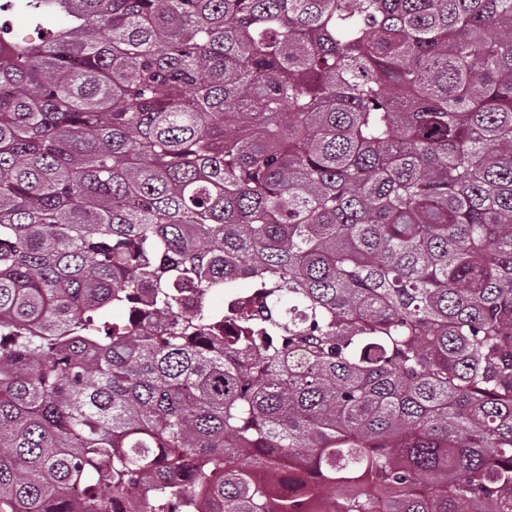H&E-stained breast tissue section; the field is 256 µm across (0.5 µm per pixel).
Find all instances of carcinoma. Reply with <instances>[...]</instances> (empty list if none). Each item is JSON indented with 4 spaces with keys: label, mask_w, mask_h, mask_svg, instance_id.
<instances>
[{
    "label": "carcinoma",
    "mask_w": 512,
    "mask_h": 512,
    "mask_svg": "<svg viewBox=\"0 0 512 512\" xmlns=\"http://www.w3.org/2000/svg\"><path fill=\"white\" fill-rule=\"evenodd\" d=\"M262 468L512 512V0L0 12V512H263Z\"/></svg>",
    "instance_id": "1"
}]
</instances>
